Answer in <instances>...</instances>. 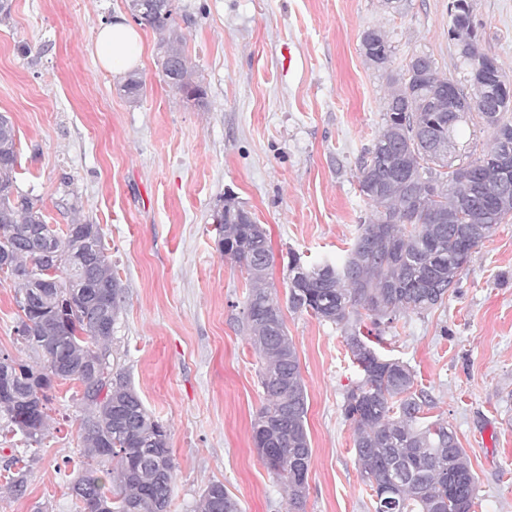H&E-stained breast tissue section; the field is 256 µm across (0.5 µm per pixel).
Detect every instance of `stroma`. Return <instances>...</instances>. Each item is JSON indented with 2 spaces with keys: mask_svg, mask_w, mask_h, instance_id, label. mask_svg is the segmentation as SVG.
Listing matches in <instances>:
<instances>
[{
  "mask_svg": "<svg viewBox=\"0 0 512 512\" xmlns=\"http://www.w3.org/2000/svg\"><path fill=\"white\" fill-rule=\"evenodd\" d=\"M480 49L512 78V0H471ZM176 22L206 92L173 95L152 29L125 95L94 50L125 0H11L0 23V113L20 152L17 182L48 223L101 225L124 288L117 353L146 409L168 428L174 492L192 512L222 482L240 512H287V493L259 459L251 421L263 404L260 364L239 325L247 273L221 256L213 215L225 194L268 230L273 283L298 352L312 459L303 512H374L342 405L359 373L335 324L288 309V254L345 258L370 207L358 159L382 123L389 76L411 54L452 72L448 0H177ZM386 32L394 54L370 65L360 36ZM13 278L0 275V350L42 355L17 335ZM376 350L407 363L434 399L430 419L456 431L478 481L475 512H512V220L478 248L441 307L401 316ZM72 382L59 384L49 430L27 452L23 492L4 485L12 443L0 441V512H77L69 486L82 445Z\"/></svg>",
  "mask_w": 512,
  "mask_h": 512,
  "instance_id": "stroma-1",
  "label": "stroma"
}]
</instances>
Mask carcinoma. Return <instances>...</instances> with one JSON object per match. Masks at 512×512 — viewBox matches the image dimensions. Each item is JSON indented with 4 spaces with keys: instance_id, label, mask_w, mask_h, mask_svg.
<instances>
[{
    "instance_id": "carcinoma-1",
    "label": "carcinoma",
    "mask_w": 512,
    "mask_h": 512,
    "mask_svg": "<svg viewBox=\"0 0 512 512\" xmlns=\"http://www.w3.org/2000/svg\"><path fill=\"white\" fill-rule=\"evenodd\" d=\"M448 40L457 46V69L463 79L448 76L463 95L479 102L466 112H437L432 100L438 67L431 55H413L389 84L383 123L360 161L359 192L372 211L359 225L356 239L341 262L306 266L289 253L288 307L339 326L359 379L345 393L343 414L353 427L355 462L375 498V512H474L477 477L466 450L447 421H422L432 399L415 388V374L397 359L382 357L368 335L389 327L405 313L422 314L444 303L451 288L472 262L476 249L497 225L512 216V157L502 140L512 143L509 102L496 92L508 79L497 66L479 68V37L473 26L470 0H451ZM165 50L183 60L175 92H194L185 34L170 14L160 10L148 19ZM365 58L379 67L393 53L386 33L370 29L361 38ZM478 116L492 130L491 144L479 157L458 163L461 126ZM18 148L12 121H0V249H9L8 272L21 279L16 302L25 326L21 339L43 354L38 365L10 359L13 387L0 392L3 430L21 436L26 446L41 444L47 431V409L55 384L72 381L79 387L82 457L86 467L74 480L85 487L76 496L79 512H160L173 494V451L166 427L145 408L126 380L112 350V336L100 335L84 309L107 300L112 321L123 306V287L100 225L74 218L56 228L62 240L77 245L85 237L97 241L87 276L68 282L67 269L57 275L62 288L37 293L24 271L44 248L46 216L37 201L23 192L16 178ZM218 248L243 266L250 288L241 323L260 362L264 403L251 422L255 449L284 486L288 512H300L307 493L294 483L295 466L311 461L306 428L307 394L300 363L285 327L282 308L268 281L272 251L263 225L232 196L224 197L219 215ZM29 304H24V301ZM373 329L362 330L365 321ZM66 359L69 370L52 375L48 354ZM94 353L108 354L99 385L84 387V361ZM24 459L6 482L19 492L26 482ZM112 477V495L98 475ZM393 485V506L380 500ZM193 512H239L224 484L210 483Z\"/></svg>"
}]
</instances>
